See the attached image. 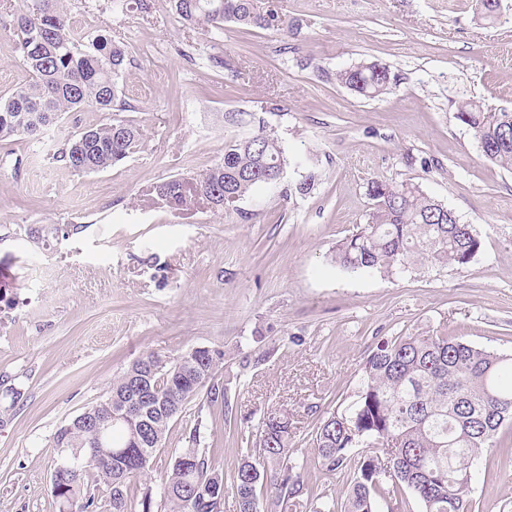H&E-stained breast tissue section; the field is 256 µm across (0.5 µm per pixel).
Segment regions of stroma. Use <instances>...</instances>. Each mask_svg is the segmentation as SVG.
I'll list each match as a JSON object with an SVG mask.
<instances>
[{"label":"stroma","mask_w":512,"mask_h":512,"mask_svg":"<svg viewBox=\"0 0 512 512\" xmlns=\"http://www.w3.org/2000/svg\"><path fill=\"white\" fill-rule=\"evenodd\" d=\"M290 33L186 28L169 0L143 15L110 0H65L84 34L123 43L120 80L143 128V150L75 174L57 153L105 112H68L42 142L0 141V512H59L51 492L58 427L103 400L144 352H224L231 407L191 402L130 493L161 494L186 433L203 423L211 468L232 475L264 412L287 410L303 489L283 512H311L315 495L344 497L347 471L323 470L311 435L346 407L379 339L445 332L512 355V171L489 164L454 117L474 99L512 111V0L495 19L480 0H275ZM0 9V95L27 80ZM224 67H214V59ZM361 62L392 86L363 98L336 79ZM263 118L288 156L304 155L315 189L289 190L302 171L236 207L176 210L146 203L160 183L197 176L225 141ZM375 179L419 184L472 225L481 248L465 268L393 278L342 270L336 243L365 222ZM31 224L77 226L42 248ZM475 512H512V455L477 469Z\"/></svg>","instance_id":"stroma-1"}]
</instances>
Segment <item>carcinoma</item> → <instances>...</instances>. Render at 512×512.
Masks as SVG:
<instances>
[{
  "label": "carcinoma",
  "mask_w": 512,
  "mask_h": 512,
  "mask_svg": "<svg viewBox=\"0 0 512 512\" xmlns=\"http://www.w3.org/2000/svg\"><path fill=\"white\" fill-rule=\"evenodd\" d=\"M110 2L123 13L150 11V0ZM170 2L190 29L220 30L226 22L287 33L292 28L272 0ZM13 37L29 80L0 96V141L37 140L65 112L125 110L118 80L130 63L126 50L103 35L85 43L63 0H22L14 13ZM338 80L367 99L391 87L388 69L375 63L347 69ZM455 118L474 131L488 161L512 169V112L469 100L457 107ZM144 142V131L134 121L112 119L82 129L57 158L74 173L99 172L139 152ZM291 163L302 165L287 158L260 118L249 138L224 143L220 162L194 178H171L156 186V194L178 209L202 200L222 211L276 183ZM368 194L372 211L366 224L336 243L337 267L394 277L425 266L464 268L480 250L472 225L460 223L454 211L418 184L373 180ZM59 234L70 231L40 224L25 229L28 241L44 246ZM161 357L144 353L113 380L105 400L57 428L54 447L71 455L82 456L100 441L112 449L110 463L88 462L59 476L52 491L59 507L74 504L75 512H91L96 507V494L88 490L92 481L106 493L110 512H224L229 493L239 512H258V488L274 468L280 481L272 486L273 506L302 491L288 416L274 410L261 419L258 447L246 449L231 482L209 466L199 421L170 464L160 501L146 490L131 502V482L152 463L170 422L188 403L204 393L207 405L229 408V388L218 377L223 352L193 348L168 358L167 366L156 371ZM124 408L129 419L113 421L111 413ZM507 423L512 424V355L478 349L445 333L382 339L363 362L355 399L329 413L312 435L322 467L329 472L344 468L351 475L345 500L338 504L322 495L313 503L314 512H378L380 499L402 509L409 495L421 512H470L472 469L494 451Z\"/></svg>",
  "instance_id": "1"
}]
</instances>
